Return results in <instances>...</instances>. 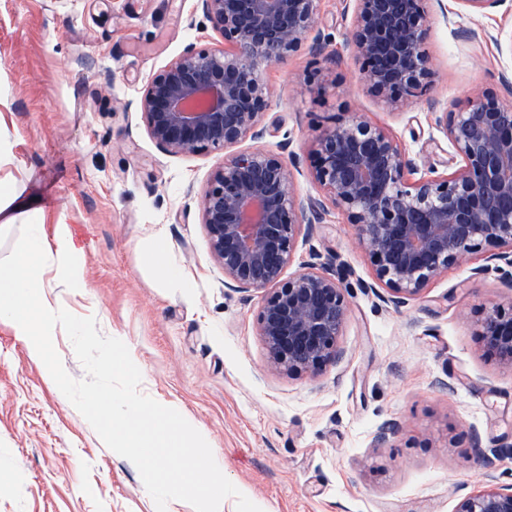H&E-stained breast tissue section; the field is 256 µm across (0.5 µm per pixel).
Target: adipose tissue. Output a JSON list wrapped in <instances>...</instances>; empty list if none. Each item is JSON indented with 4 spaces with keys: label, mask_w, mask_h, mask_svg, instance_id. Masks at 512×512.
<instances>
[{
    "label": "adipose tissue",
    "mask_w": 512,
    "mask_h": 512,
    "mask_svg": "<svg viewBox=\"0 0 512 512\" xmlns=\"http://www.w3.org/2000/svg\"><path fill=\"white\" fill-rule=\"evenodd\" d=\"M17 193L8 180L0 179V232L14 225L24 230L20 253L0 266V322L9 323L28 341L34 358L47 354L53 326L63 322L60 307L50 299L56 288H76L80 282L71 266L78 251L67 231L49 244L36 212L17 211Z\"/></svg>",
    "instance_id": "1"
}]
</instances>
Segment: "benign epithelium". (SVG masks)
Wrapping results in <instances>:
<instances>
[{
    "instance_id": "7a95c632",
    "label": "benign epithelium",
    "mask_w": 512,
    "mask_h": 512,
    "mask_svg": "<svg viewBox=\"0 0 512 512\" xmlns=\"http://www.w3.org/2000/svg\"><path fill=\"white\" fill-rule=\"evenodd\" d=\"M319 0H197L224 45H188L146 85L138 110L158 147L170 154H208L266 134L271 93L261 68L301 46L322 56ZM347 45L361 63L369 92L387 106L405 107L436 78L427 51L428 0H354ZM487 13L508 0H456ZM463 165L447 176L414 183L411 165L384 128L348 112L314 141L312 177L325 199L303 198L292 185L289 143L228 154L211 174L200 203L210 252L224 269V287L261 294L257 330L269 368L320 374L338 362V338L348 315L346 271L309 254L284 276L301 231L324 223L326 201L342 211L370 257L383 300L404 306L448 267L488 247L512 267V101L493 89L436 116ZM485 354L512 368V305L477 321ZM489 467L509 447H481ZM454 512H512V484L494 481L460 497Z\"/></svg>"
}]
</instances>
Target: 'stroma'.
I'll return each mask as SVG.
<instances>
[{
	"instance_id": "1",
	"label": "stroma",
	"mask_w": 512,
	"mask_h": 512,
	"mask_svg": "<svg viewBox=\"0 0 512 512\" xmlns=\"http://www.w3.org/2000/svg\"><path fill=\"white\" fill-rule=\"evenodd\" d=\"M431 0L428 51L438 74L400 109L372 96L346 46L353 0H320L326 58L301 47L265 66L266 121L289 141L292 181L322 197L311 145L346 110L386 128L411 162L409 180L462 161L435 118L476 90L512 79V13L461 12ZM485 29L500 43L468 40ZM223 38L196 0H0V167L36 208L48 238L66 226L82 251L83 291L58 288L61 308L92 316L122 340L141 393L176 409L223 460V474L262 512H453L489 479L512 484V454L491 468L477 447L512 445V368L488 358L477 319L512 303L489 251L471 254L396 308L373 290V266L352 225L332 209L299 237L287 274L310 251L345 263L349 314L342 357L315 377L269 369L256 330L259 296L224 286L201 222L200 198L219 153L160 150L136 105L151 77L189 44ZM239 143V150L253 148ZM165 233L168 259L190 285L165 286L141 249ZM387 422L395 435L377 444ZM0 512H156L135 465L108 448L63 396L14 328L0 322Z\"/></svg>"
}]
</instances>
